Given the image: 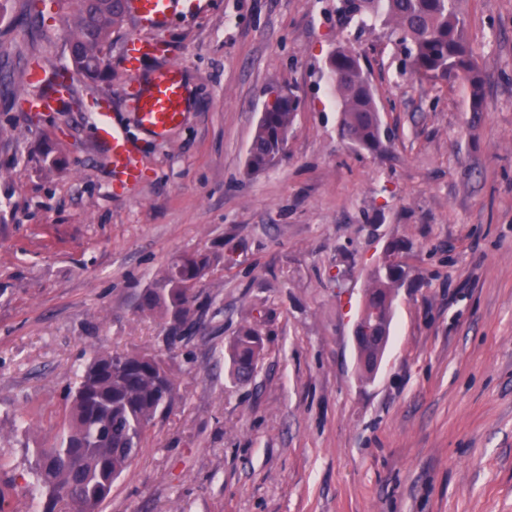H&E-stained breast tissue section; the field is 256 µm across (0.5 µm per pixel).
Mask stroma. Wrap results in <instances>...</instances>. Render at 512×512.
<instances>
[{"label": "stroma", "instance_id": "obj_1", "mask_svg": "<svg viewBox=\"0 0 512 512\" xmlns=\"http://www.w3.org/2000/svg\"><path fill=\"white\" fill-rule=\"evenodd\" d=\"M0 0V489L54 442L78 369L98 348L162 355L176 381L138 458L101 512H512V0H465L483 76L420 81L383 22L341 0H203L163 27L126 16L100 82L146 173L129 194L95 111H18L35 68L68 63L67 12L36 31ZM165 43L142 76L182 67L184 122L159 142L128 107L127 38ZM354 49L386 150L344 141L326 77ZM300 101L288 158L247 171L271 91ZM399 245L407 278L370 379L354 327L369 275ZM218 253L201 322L177 341L140 294L177 256ZM244 325L264 354L234 379ZM33 420L21 434L19 417Z\"/></svg>", "mask_w": 512, "mask_h": 512}]
</instances>
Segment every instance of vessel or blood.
Segmentation results:
<instances>
[{"mask_svg": "<svg viewBox=\"0 0 512 512\" xmlns=\"http://www.w3.org/2000/svg\"><path fill=\"white\" fill-rule=\"evenodd\" d=\"M128 8L141 26L152 29L168 21L175 11V2L128 0ZM158 51L157 41L133 36L127 40L122 63L134 84L129 104L137 124L162 141L184 121L188 98L183 73L176 65L160 67L149 78H142L141 61ZM95 127L98 140L110 151L112 170L117 176L113 190H132L142 179L135 146L113 123L108 106L97 111Z\"/></svg>", "mask_w": 512, "mask_h": 512, "instance_id": "b4317fda", "label": "vessel or blood"}]
</instances>
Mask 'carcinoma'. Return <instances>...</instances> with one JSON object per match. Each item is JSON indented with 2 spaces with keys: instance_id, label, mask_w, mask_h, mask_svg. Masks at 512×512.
Masks as SVG:
<instances>
[{
  "instance_id": "carcinoma-1",
  "label": "carcinoma",
  "mask_w": 512,
  "mask_h": 512,
  "mask_svg": "<svg viewBox=\"0 0 512 512\" xmlns=\"http://www.w3.org/2000/svg\"><path fill=\"white\" fill-rule=\"evenodd\" d=\"M462 0H359L350 11L361 24L380 19L405 46L410 73L425 81H463L470 88L471 111L483 108L480 68L470 47ZM72 29L68 44L82 59L99 58L112 44L126 7L121 0H68ZM328 78L339 101L340 131L350 144L369 152L383 148L379 109L359 56L343 47L334 50ZM299 101L277 95L266 103L265 119L257 124L247 158L249 173L258 174L286 158L288 134ZM220 257L183 254L177 257L141 296L139 309L169 320L171 333L195 321L197 288ZM406 276L403 263L378 264L370 273L360 326L376 336H390L393 301ZM237 379L251 378L263 352L259 332L248 325L228 342ZM78 381L55 442L41 448L20 492L55 512L63 503L79 512H99L113 482L141 451L157 415L166 410L175 382L166 360L152 353L114 350L94 352L77 375Z\"/></svg>"
}]
</instances>
